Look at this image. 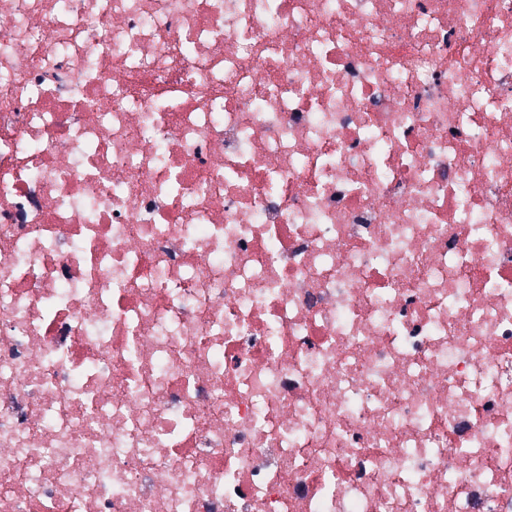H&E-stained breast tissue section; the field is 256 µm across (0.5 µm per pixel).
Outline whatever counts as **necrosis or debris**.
Returning a JSON list of instances; mask_svg holds the SVG:
<instances>
[{"instance_id": "4bbe7bcc", "label": "necrosis or debris", "mask_w": 512, "mask_h": 512, "mask_svg": "<svg viewBox=\"0 0 512 512\" xmlns=\"http://www.w3.org/2000/svg\"><path fill=\"white\" fill-rule=\"evenodd\" d=\"M0 512H512V0H0Z\"/></svg>"}]
</instances>
